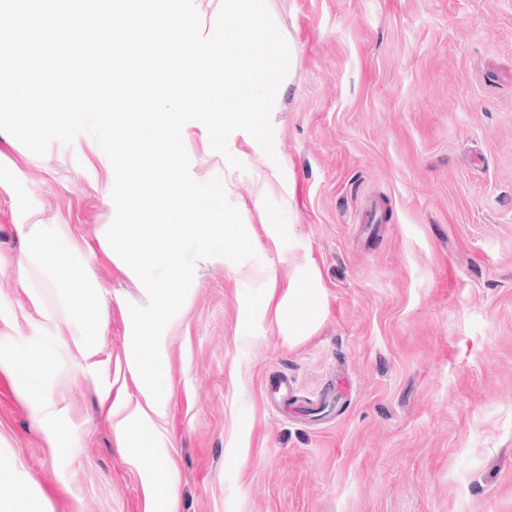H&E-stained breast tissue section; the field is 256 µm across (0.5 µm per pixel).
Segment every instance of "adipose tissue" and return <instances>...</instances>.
<instances>
[{
  "label": "adipose tissue",
  "instance_id": "obj_1",
  "mask_svg": "<svg viewBox=\"0 0 512 512\" xmlns=\"http://www.w3.org/2000/svg\"><path fill=\"white\" fill-rule=\"evenodd\" d=\"M22 230L27 239L35 245L33 267L29 272L31 282H43L47 276L48 266L65 269L70 280H85L90 271L84 266H71L64 255L58 253L54 245L47 241L41 222L23 225ZM318 277L315 265H306L300 278L290 279L286 287H279L275 274H268L267 287L264 291L263 311L272 315L274 321L283 329V340L288 346H296L307 337V330L299 326L293 313L294 308L307 306L311 309V319L321 315L323 297L319 289L313 288L312 283ZM128 361L131 370L138 376V387L142 396L141 402L126 404L115 408L112 415L115 419V430L121 437L144 425L163 419L167 412L166 396L171 387V381L163 368L143 370L140 347H133ZM127 463L141 476L146 491H153L157 486H165L167 497L163 508L148 504L146 512H176V481L172 465L162 463L157 449L135 446L126 451Z\"/></svg>",
  "mask_w": 512,
  "mask_h": 512
}]
</instances>
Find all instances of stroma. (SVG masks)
Segmentation results:
<instances>
[{
	"instance_id": "35a3bbf8",
	"label": "stroma",
	"mask_w": 512,
	"mask_h": 512,
	"mask_svg": "<svg viewBox=\"0 0 512 512\" xmlns=\"http://www.w3.org/2000/svg\"><path fill=\"white\" fill-rule=\"evenodd\" d=\"M272 10L296 49L274 157L243 131L228 140L240 170L197 128L184 143L193 179L260 202L243 218L256 258L196 261L161 338L168 412L143 435L175 463L178 512H512V0ZM102 156L87 134L38 157L0 131V353L40 365L57 410L45 420L0 373V470L51 512H145L112 406L140 397L129 307L148 298L107 248ZM37 220L90 267L68 302L27 286L18 227ZM310 261L322 316L291 348L259 306L268 273L284 284ZM97 289L108 318L86 359L69 304ZM340 368L350 393L310 415Z\"/></svg>"
}]
</instances>
